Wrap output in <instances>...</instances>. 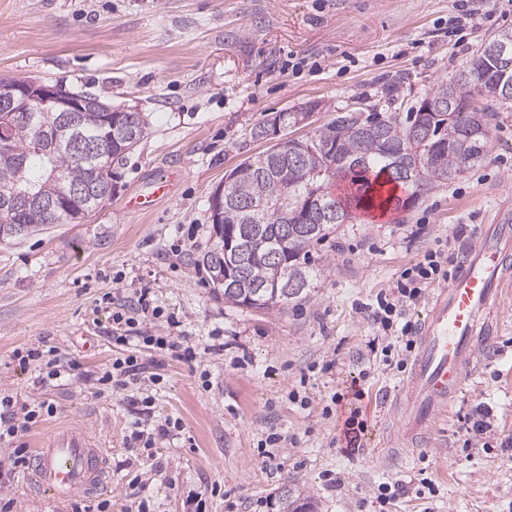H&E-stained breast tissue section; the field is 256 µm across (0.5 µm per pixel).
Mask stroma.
I'll return each mask as SVG.
<instances>
[{
	"label": "stroma",
	"instance_id": "stroma-1",
	"mask_svg": "<svg viewBox=\"0 0 512 512\" xmlns=\"http://www.w3.org/2000/svg\"><path fill=\"white\" fill-rule=\"evenodd\" d=\"M457 0H0V79L28 78L93 93L143 112L145 137L114 169L112 198L81 224L0 245V392L51 403L25 446L61 422H86L112 491L105 512H279L284 488L318 512H377L381 484L400 486L392 512H512V292L477 371L434 427L426 448L388 454L390 410L406 375L372 359L379 330L365 307L400 271L447 243L460 263L479 225L512 211V107L491 106V141L469 173L422 194L399 195L385 216L356 213L314 255L320 273L297 307L225 303L194 263L211 244L209 199L245 157L265 151L248 130L275 113L318 103L310 123L371 114L389 91L418 101L449 79L488 36L512 28V0H470L474 24L449 33ZM307 59L292 72L289 58ZM170 192L147 213L126 210L153 180ZM147 294L163 312L144 330L177 334L197 358L155 362L124 390L98 379L122 356L103 327L107 305ZM76 363L64 380L21 368L28 350ZM160 381L144 388L145 376ZM366 392L368 433L344 453L342 409L352 381ZM151 408L139 403L142 392ZM486 432L466 431L476 409ZM167 418L181 428L153 448L133 431ZM286 439L277 464L258 441ZM0 442V500L13 512H69L13 468Z\"/></svg>",
	"mask_w": 512,
	"mask_h": 512
}]
</instances>
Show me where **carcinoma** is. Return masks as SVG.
<instances>
[{
	"label": "carcinoma",
	"instance_id": "carcinoma-1",
	"mask_svg": "<svg viewBox=\"0 0 512 512\" xmlns=\"http://www.w3.org/2000/svg\"><path fill=\"white\" fill-rule=\"evenodd\" d=\"M503 47L512 55V29L485 39L476 50L466 70L480 69L478 77L459 71L426 95L425 112L411 108L403 118L388 112L377 132L362 130L356 113H341L307 138L280 142L235 167L224 187L211 193L212 245L197 259L214 291L239 307L298 306L310 297L318 275L309 253L348 223L350 205L365 210L390 202L375 191L379 180L416 199L475 168L488 148L477 135L490 117L482 102L508 103L494 63ZM85 99L78 113L84 134H96L106 119L112 126L95 169L83 153L68 147L73 132L62 113L47 112L35 101L26 112H0V125L8 127L7 136H0V244L52 224H80L90 214L91 205L78 203L54 216L39 205L17 202L22 195L52 200L66 187L95 180L101 187L95 206L112 197V166L144 138L146 122L141 113L114 108L95 94ZM316 108L278 112L274 119L284 128L296 127ZM414 126L417 136L411 135ZM348 174L360 178L364 193L344 204L329 186ZM286 288L288 297L282 296ZM279 502L280 512H317L313 497L290 489Z\"/></svg>",
	"mask_w": 512,
	"mask_h": 512
}]
</instances>
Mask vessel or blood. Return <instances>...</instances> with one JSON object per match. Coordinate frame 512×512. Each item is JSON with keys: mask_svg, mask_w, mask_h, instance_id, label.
<instances>
[{"mask_svg": "<svg viewBox=\"0 0 512 512\" xmlns=\"http://www.w3.org/2000/svg\"><path fill=\"white\" fill-rule=\"evenodd\" d=\"M168 189L167 182H152L150 191L133 195L126 207L151 211ZM511 278L512 225L500 221L481 227L419 327L418 350L395 402L399 422L415 444H428V429L445 413L496 334L495 312ZM31 479L57 501L97 495L111 486L104 453L81 423L40 438L31 458Z\"/></svg>", "mask_w": 512, "mask_h": 512, "instance_id": "vessel-or-blood-1", "label": "vessel or blood"}]
</instances>
